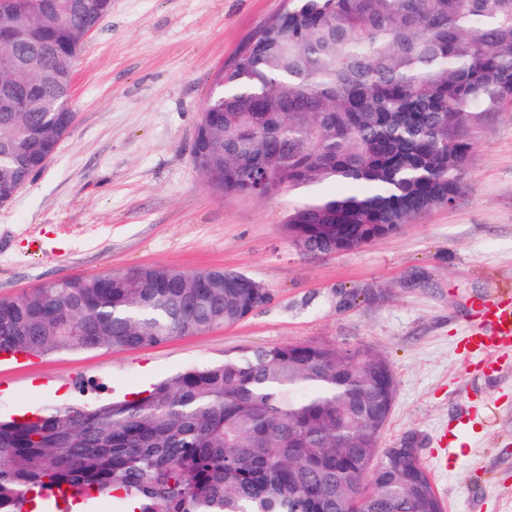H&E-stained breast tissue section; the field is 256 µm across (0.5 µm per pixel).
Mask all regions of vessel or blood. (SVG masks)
Instances as JSON below:
<instances>
[{"label": "vessel or blood", "instance_id": "b4317fda", "mask_svg": "<svg viewBox=\"0 0 512 512\" xmlns=\"http://www.w3.org/2000/svg\"><path fill=\"white\" fill-rule=\"evenodd\" d=\"M512 347V297L500 296L480 304L476 319L463 338L466 353L494 364L501 350Z\"/></svg>", "mask_w": 512, "mask_h": 512}]
</instances>
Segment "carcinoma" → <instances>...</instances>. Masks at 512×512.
I'll return each instance as SVG.
<instances>
[{"instance_id":"obj_1","label":"carcinoma","mask_w":512,"mask_h":512,"mask_svg":"<svg viewBox=\"0 0 512 512\" xmlns=\"http://www.w3.org/2000/svg\"><path fill=\"white\" fill-rule=\"evenodd\" d=\"M88 0H15L0 35V206L70 132L59 89ZM512 101V0H288L202 112L191 154L224 195L292 194L285 224L309 256L456 203L474 134ZM247 274L166 265L44 282L0 298V356L122 351L237 324L269 296ZM395 384L359 349H243L130 399L0 419V512L84 499L112 512H444L406 453L381 448Z\"/></svg>"}]
</instances>
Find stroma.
Returning a JSON list of instances; mask_svg holds the SVG:
<instances>
[{
    "label": "stroma",
    "mask_w": 512,
    "mask_h": 512,
    "mask_svg": "<svg viewBox=\"0 0 512 512\" xmlns=\"http://www.w3.org/2000/svg\"><path fill=\"white\" fill-rule=\"evenodd\" d=\"M285 0H112L74 68V126L0 207V298L163 264L223 268L271 299L242 322L141 349L0 358V416L124 397L244 348H363L388 361L386 448L415 436L446 512H512V350L460 351L477 302L512 292V105L482 124L455 205L360 249L303 255L291 199L224 197L191 157L208 97Z\"/></svg>",
    "instance_id": "stroma-1"
}]
</instances>
